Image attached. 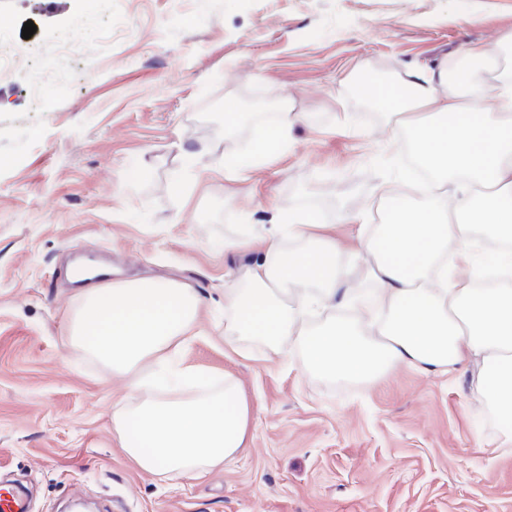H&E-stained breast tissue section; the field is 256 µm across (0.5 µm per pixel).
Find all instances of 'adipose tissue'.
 Listing matches in <instances>:
<instances>
[{"label": "adipose tissue", "mask_w": 512, "mask_h": 512, "mask_svg": "<svg viewBox=\"0 0 512 512\" xmlns=\"http://www.w3.org/2000/svg\"><path fill=\"white\" fill-rule=\"evenodd\" d=\"M497 44L466 43L473 68L449 78L425 64L385 82L366 77L367 96L391 130L407 129L430 179L418 191L382 181L388 218L357 225L372 284L359 290L335 238L315 234L312 213L273 224L263 252L232 270L224 291V336H246L287 351L300 348L307 371L340 380L373 379L402 364L426 375L475 367L482 405L512 423V288L477 287V261L512 272V66ZM302 113L283 108L258 130V168L271 148L290 143ZM69 323L72 344L127 379L132 405L112 414V431L139 469L198 474L245 448L251 405L237 380L189 399L145 393L151 365L170 361L194 336L205 308L198 290L177 280L94 283L81 289ZM322 316L312 324L313 316Z\"/></svg>", "instance_id": "ef3b65f1"}]
</instances>
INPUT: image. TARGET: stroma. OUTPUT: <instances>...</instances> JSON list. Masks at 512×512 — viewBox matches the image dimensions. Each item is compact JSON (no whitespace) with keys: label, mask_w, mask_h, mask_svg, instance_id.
<instances>
[{"label":"stroma","mask_w":512,"mask_h":512,"mask_svg":"<svg viewBox=\"0 0 512 512\" xmlns=\"http://www.w3.org/2000/svg\"><path fill=\"white\" fill-rule=\"evenodd\" d=\"M0 22L27 49L0 82V485L27 512H512V430L470 370L337 381L307 374L299 349L224 341L229 272L263 247L225 250L240 225L311 212L350 263L343 214L382 219L374 187L409 151L390 153L364 72L394 81L495 41L512 0H0ZM230 98L303 114L245 180L220 169L253 147L246 124L224 135ZM77 256L198 289L208 310L183 361L240 383L244 452L197 478L129 464L112 433L126 380L69 340Z\"/></svg>","instance_id":"35a3bbf8"}]
</instances>
